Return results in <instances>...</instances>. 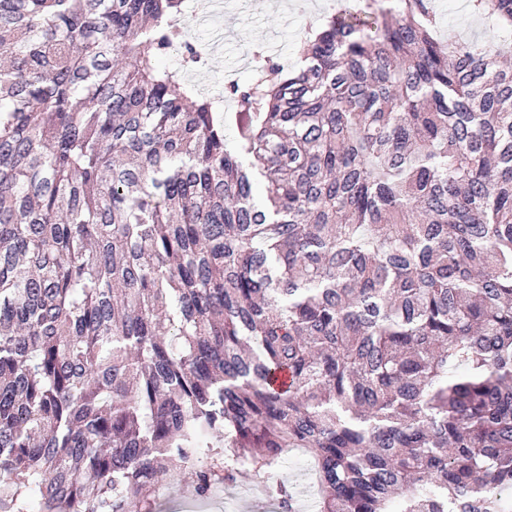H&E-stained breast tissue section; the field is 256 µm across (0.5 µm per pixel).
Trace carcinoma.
<instances>
[{
	"mask_svg": "<svg viewBox=\"0 0 512 512\" xmlns=\"http://www.w3.org/2000/svg\"><path fill=\"white\" fill-rule=\"evenodd\" d=\"M512 28V0H470ZM182 0H0V512L307 457L320 512H512V67L348 0L224 107ZM288 381L275 384L274 373Z\"/></svg>",
	"mask_w": 512,
	"mask_h": 512,
	"instance_id": "carcinoma-1",
	"label": "carcinoma"
}]
</instances>
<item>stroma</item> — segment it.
<instances>
[{"instance_id": "obj_1", "label": "stroma", "mask_w": 512, "mask_h": 512, "mask_svg": "<svg viewBox=\"0 0 512 512\" xmlns=\"http://www.w3.org/2000/svg\"><path fill=\"white\" fill-rule=\"evenodd\" d=\"M342 4L343 0H184V31L204 50L205 62L189 68L182 53L172 51L161 64L205 94L220 97L230 81L257 79V52L288 66L296 62L298 45L308 29ZM436 8L443 37L484 43H498L505 37L498 22L473 14L468 0H436Z\"/></svg>"}]
</instances>
